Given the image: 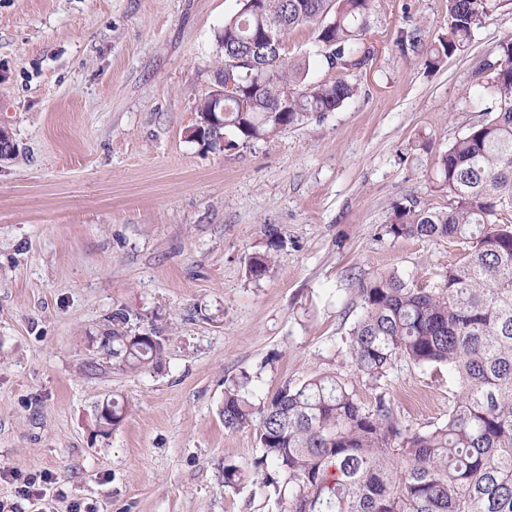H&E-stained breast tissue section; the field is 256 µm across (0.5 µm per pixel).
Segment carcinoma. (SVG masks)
Masks as SVG:
<instances>
[{"mask_svg": "<svg viewBox=\"0 0 512 512\" xmlns=\"http://www.w3.org/2000/svg\"><path fill=\"white\" fill-rule=\"evenodd\" d=\"M217 35L224 65V124L211 96L199 100L192 137L210 148L264 140L357 95L347 76L307 82L306 58L288 56L285 38L312 26L313 55L331 68L365 63L370 0H241ZM490 0H447L448 34L426 51L437 69L472 41ZM277 38L266 39L269 27ZM495 100L491 119L438 154L436 173L451 197L446 210L400 205L387 232L446 240L463 250L434 288L395 274L359 279L362 315L350 331L351 363L371 381L396 358L446 365L460 391L446 422L428 431L401 425L383 395L369 411L347 380L330 373L280 388L255 406L250 379L224 389V428L256 425L254 472L267 495L288 497V512H512V39L475 72ZM267 250L247 263L259 281L284 247L268 229ZM131 313H112L102 343L136 369L165 350L157 332L129 334Z\"/></svg>", "mask_w": 512, "mask_h": 512, "instance_id": "obj_1", "label": "carcinoma"}]
</instances>
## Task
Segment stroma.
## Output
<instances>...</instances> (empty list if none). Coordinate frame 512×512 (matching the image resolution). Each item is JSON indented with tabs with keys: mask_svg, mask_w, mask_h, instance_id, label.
Listing matches in <instances>:
<instances>
[{
	"mask_svg": "<svg viewBox=\"0 0 512 512\" xmlns=\"http://www.w3.org/2000/svg\"><path fill=\"white\" fill-rule=\"evenodd\" d=\"M239 0H0V467L51 473L58 512H288L252 462L255 427L225 429L224 388L251 377L266 404L319 373L399 420L448 418L447 367L395 359L378 385L354 371L358 280L439 283L459 254L393 238L398 204L446 209L434 158L487 117L473 80L512 38V0L439 69L402 51L447 32L445 0H371L359 93L335 111L233 150L191 137L223 63L217 35ZM285 243L268 275L246 271ZM159 331L163 356L119 365L101 336L113 310ZM116 399L125 417L100 435ZM236 466V486L224 469ZM268 234L267 250L262 253H254L248 259L247 273L256 281L263 279L267 275L275 262L277 252L284 247V241L278 237L277 232L273 228L268 229Z\"/></svg>",
	"mask_w": 512,
	"mask_h": 512,
	"instance_id": "stroma-1",
	"label": "stroma"
}]
</instances>
